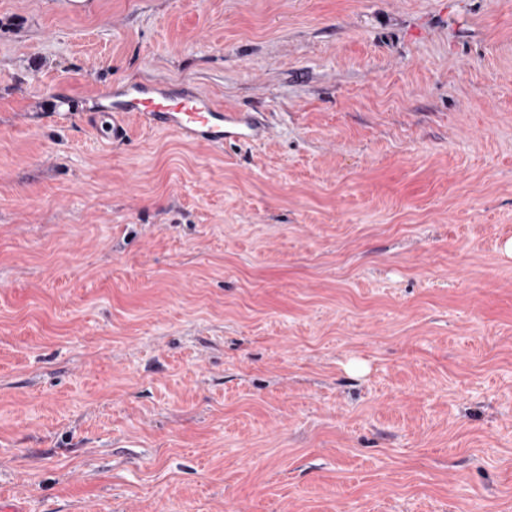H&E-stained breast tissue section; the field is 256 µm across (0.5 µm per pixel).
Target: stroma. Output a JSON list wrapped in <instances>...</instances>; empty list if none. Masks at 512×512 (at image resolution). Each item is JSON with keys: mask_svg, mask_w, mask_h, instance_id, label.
I'll list each match as a JSON object with an SVG mask.
<instances>
[{"mask_svg": "<svg viewBox=\"0 0 512 512\" xmlns=\"http://www.w3.org/2000/svg\"><path fill=\"white\" fill-rule=\"evenodd\" d=\"M510 240L512 0H0V499L512 512ZM105 119L101 136L117 139L119 121L137 114L151 127L170 130L195 141L219 147L224 142L257 143L267 138L265 112L216 103L190 86L130 83L112 88L98 99L97 112ZM112 119V124L108 121Z\"/></svg>", "mask_w": 512, "mask_h": 512, "instance_id": "obj_1", "label": "stroma"}]
</instances>
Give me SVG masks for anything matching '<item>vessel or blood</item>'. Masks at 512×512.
Returning <instances> with one entry per match:
<instances>
[{
	"mask_svg": "<svg viewBox=\"0 0 512 512\" xmlns=\"http://www.w3.org/2000/svg\"><path fill=\"white\" fill-rule=\"evenodd\" d=\"M101 136L120 137L122 119L136 114L151 127L170 130L219 147L225 142L257 143L267 137L263 112L216 103L189 86L130 83L99 98Z\"/></svg>",
	"mask_w": 512,
	"mask_h": 512,
	"instance_id": "obj_1",
	"label": "vessel or blood"
}]
</instances>
